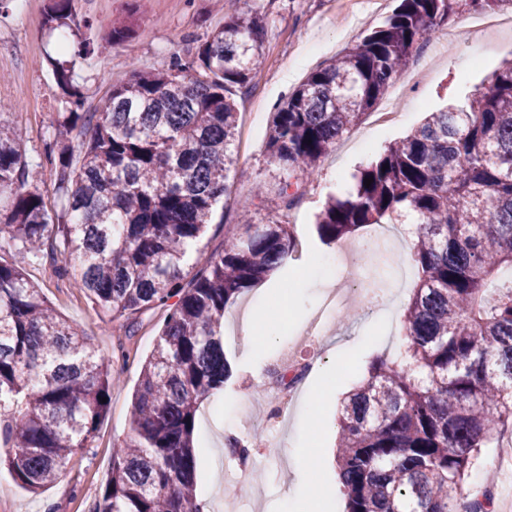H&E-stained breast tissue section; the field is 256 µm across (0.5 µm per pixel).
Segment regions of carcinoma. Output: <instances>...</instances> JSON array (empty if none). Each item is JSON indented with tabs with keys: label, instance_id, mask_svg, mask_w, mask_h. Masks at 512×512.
<instances>
[{
	"label": "carcinoma",
	"instance_id": "1",
	"mask_svg": "<svg viewBox=\"0 0 512 512\" xmlns=\"http://www.w3.org/2000/svg\"><path fill=\"white\" fill-rule=\"evenodd\" d=\"M512 0H400L384 25L312 72L274 113L269 159L313 174L394 85L434 29L462 8ZM75 0H48L44 23L73 40L49 58L62 112L46 151L60 209L29 181L22 140L0 126V250L48 256L125 335L167 311L142 366L131 433L113 444L93 512H203L194 431L224 387V313L294 249L288 224L224 225L218 251L198 244L229 194L235 92L253 84L266 15L237 14L187 58L135 72L86 112L78 59L131 37L133 24L71 28ZM83 137L74 162L72 134ZM371 178V185L364 179ZM412 218L419 282L404 314L407 363L377 359L345 397L336 463L347 512H459L481 449L512 427V61L462 105L430 112L362 169L353 192L316 217L332 243L370 224ZM110 358L56 312L15 264L0 261V447L36 493L88 447L107 413Z\"/></svg>",
	"mask_w": 512,
	"mask_h": 512
}]
</instances>
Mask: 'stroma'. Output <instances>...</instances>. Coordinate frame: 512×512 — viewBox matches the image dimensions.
Returning <instances> with one entry per match:
<instances>
[{
  "mask_svg": "<svg viewBox=\"0 0 512 512\" xmlns=\"http://www.w3.org/2000/svg\"><path fill=\"white\" fill-rule=\"evenodd\" d=\"M257 4L267 14L260 73L251 89L236 96L240 117L235 163L228 173L230 195L214 212L203 243L209 253L220 248L225 225L248 210L256 223L291 225L302 257L245 292L224 316V352L234 366V376L224 386L231 408L224 411L213 401L203 402L198 428L208 437L195 448L198 496L210 512H272L287 496L300 501L325 486L339 493L335 426L341 403L365 380L370 363L378 357L395 360L405 339L403 315L419 276L410 258L412 244L400 226H391L388 261L402 268L400 280L378 300L352 297L317 339H308L306 328L319 315L328 292L323 274L311 275L305 282L304 308L297 322L283 323L282 301L297 270L319 265L329 256L337 260V289L351 294L362 287L353 268L340 263L338 256L344 251L359 254L366 230L330 244L322 242L316 231L317 214L339 191L338 177L353 180L390 141L419 126L425 112L466 102L476 88L488 84L503 61L512 58V31L487 34L479 29L481 16L475 12L450 17L422 48L423 54L433 56V63H411L405 69V89L395 103L401 120L380 125L374 115H367L329 151L314 175L302 176L303 196L289 209L281 208L278 198L285 174L265 152L271 112L311 72L368 30L382 26L395 0H76L79 23L90 19L107 25L131 13L137 18L128 42L77 61L75 79L87 107H95L112 85L126 82L133 72L159 69L171 57L186 55L190 39L206 40L225 19ZM44 7L45 0H10L0 14V126L21 134L29 166L45 168V145L52 139L61 107L60 90L46 60L47 54L56 53L60 35L44 27ZM0 258L23 267L56 310L112 357V372L118 379L98 433L56 483L32 494L15 482L7 468H0V512H93L111 463L112 444L130 431L131 394L142 362L156 344L164 312L152 311L135 336L122 341L83 292L57 277L53 264L8 250L0 252ZM275 321L281 324V334L270 343L265 333ZM310 353L318 358L316 369L301 381L298 397L280 418L276 434H269L265 429L270 407L265 397L268 363ZM246 401L251 408L244 413L240 406ZM228 425L252 449L253 465L244 480L224 448ZM302 438L320 441L323 472L308 474L294 468L291 450Z\"/></svg>",
  "mask_w": 512,
  "mask_h": 512,
  "instance_id": "stroma-1",
  "label": "stroma"
}]
</instances>
